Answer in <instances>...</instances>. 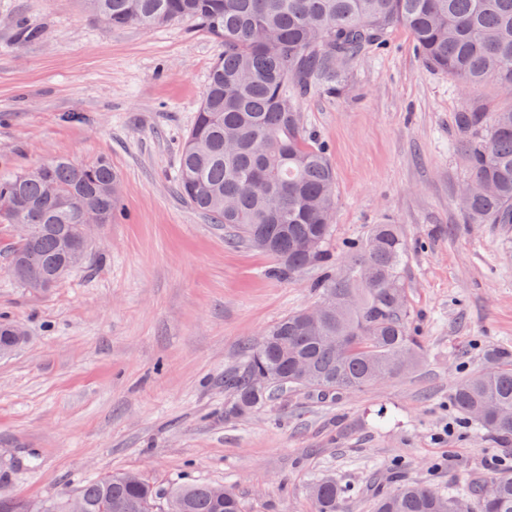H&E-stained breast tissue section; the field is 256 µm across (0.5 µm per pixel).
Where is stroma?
<instances>
[{"label": "stroma", "instance_id": "35a3bbf8", "mask_svg": "<svg viewBox=\"0 0 512 512\" xmlns=\"http://www.w3.org/2000/svg\"><path fill=\"white\" fill-rule=\"evenodd\" d=\"M17 16L41 31L20 49ZM223 51L186 21L111 30L83 0H0V175L66 155L108 159L122 181L120 218L48 293L8 275L16 232L0 224V317L27 333L0 355V490L35 502L136 472L161 491L233 488L243 512H314L307 484L330 473L359 490L345 512H369L395 477L459 491L511 468L512 444L465 427L451 392L512 346V224L463 223L452 118L467 96L398 28L348 67L341 94L313 89L299 110L336 171L329 254L346 265L345 244L399 225L423 357L335 400L287 390L225 415V376L265 328L317 303L322 270L273 276L271 257L173 189Z\"/></svg>", "mask_w": 512, "mask_h": 512}]
</instances>
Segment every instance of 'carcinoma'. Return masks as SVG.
<instances>
[{"label":"carcinoma","mask_w":512,"mask_h":512,"mask_svg":"<svg viewBox=\"0 0 512 512\" xmlns=\"http://www.w3.org/2000/svg\"><path fill=\"white\" fill-rule=\"evenodd\" d=\"M110 27L151 30L187 20L224 43L213 64L195 122L178 158L176 187L193 208L229 226L235 240L272 255L276 274L328 265L336 172L325 147L304 128L298 102L314 87L343 90L346 67L391 28H402L430 68L467 92L453 129L467 179L492 189L459 208L465 224H512V102L495 105L490 82L512 89V0H84ZM15 44L40 36L13 20ZM121 184L109 161L66 157L0 176V223L27 224L8 267L15 280L44 292L42 276L58 279L82 267L91 251L63 248L84 234L73 200L96 209L104 224L120 214ZM350 262L325 272L315 287L324 314L292 312L270 325L244 352L242 369L225 381L232 412L261 408L275 390L346 395L413 369L422 354L411 327L403 276L405 242L397 224H374L348 246ZM26 341L24 328L0 322V354ZM494 364L467 375L452 401L466 425L512 443V348L492 351ZM267 375V383L253 379ZM315 512H343L349 489L331 475L309 485ZM84 512H157L158 493L136 473L104 474L79 488ZM70 494L41 502L0 498V512H67ZM163 512H242L238 496L199 481L177 483ZM373 512H512V473L471 483L463 495L423 482L399 483L372 499Z\"/></svg>","instance_id":"cac0c4a2"}]
</instances>
